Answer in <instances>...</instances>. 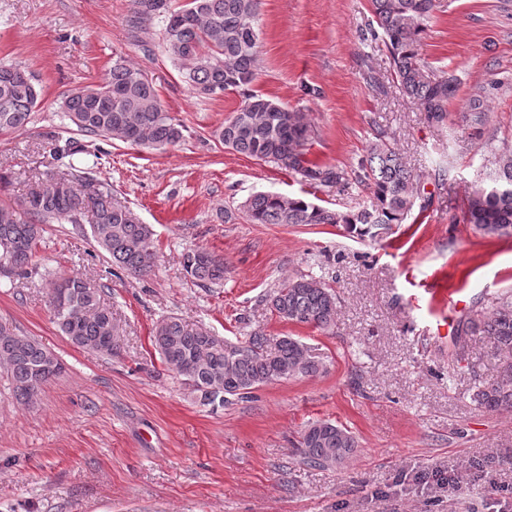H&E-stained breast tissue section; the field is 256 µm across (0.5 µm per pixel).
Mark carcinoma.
Returning a JSON list of instances; mask_svg holds the SVG:
<instances>
[{
  "label": "carcinoma",
  "mask_w": 512,
  "mask_h": 512,
  "mask_svg": "<svg viewBox=\"0 0 512 512\" xmlns=\"http://www.w3.org/2000/svg\"><path fill=\"white\" fill-rule=\"evenodd\" d=\"M381 38L392 61V79L401 91L442 123L448 102L456 96L453 75L431 78L421 58L420 42L436 8L435 0H370ZM134 27L156 17L162 21L165 52L193 90L222 95L255 81L258 71V0H187L180 9L168 0H132ZM41 101L35 77L20 65L0 64V135L25 127ZM481 103L462 115L466 125L488 122ZM62 110L82 135L117 140L144 148L165 149L183 140L182 125L163 106L144 72L124 59L96 85L79 87L62 101ZM312 129L304 113L261 94H249L218 132L224 146L240 155L274 163L310 185L340 183L344 174L308 163L303 147ZM493 168L483 185L467 197L466 219L484 235L512 236V146L490 147ZM355 181L368 194L366 205L343 212L301 197L261 192L243 205L253 224H343L350 233L378 240L393 224H401L414 209L420 177L396 148L373 144L361 160ZM91 216L92 238L112 258V265L135 277L154 266L153 230L112 191L89 175L71 171L46 173L18 202L0 203V275L27 276L34 269L46 224H79ZM183 269L198 284L224 281V258L205 249L183 254ZM48 298L53 320L74 346L112 355L116 326L103 289L78 275L48 273ZM338 297L325 282L311 275L288 279L270 297L282 320L323 331L336 328ZM486 336L498 357L496 375L477 387L476 404L489 411L512 410V293L498 298L490 312L476 311L464 335L457 338L455 356L463 360L468 336ZM153 345L162 361L179 376L202 405L224 406L250 398L251 390L278 380L316 376L323 366L305 354V346L283 336L274 347L265 336L232 342L213 336L203 326L191 327L169 316L158 321ZM0 365L10 373L15 398L37 404L44 386L64 369L62 360L35 338L0 323ZM357 448L355 437L331 420H316L304 429L297 453L301 463L321 466L333 456L344 463Z\"/></svg>",
  "instance_id": "obj_1"
}]
</instances>
